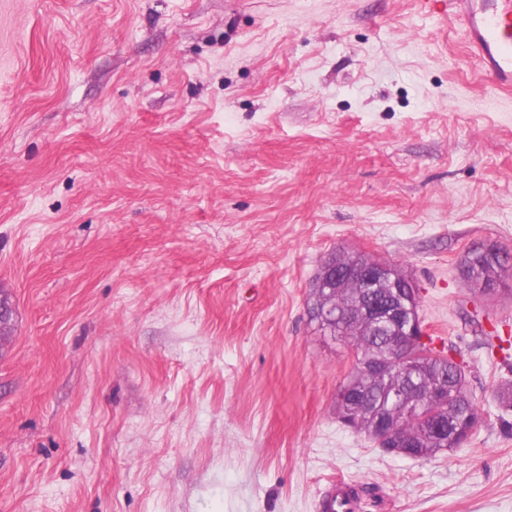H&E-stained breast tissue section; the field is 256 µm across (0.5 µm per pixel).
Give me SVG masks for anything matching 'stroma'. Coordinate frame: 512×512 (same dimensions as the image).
Returning a JSON list of instances; mask_svg holds the SVG:
<instances>
[{
    "label": "stroma",
    "instance_id": "35a3bbf8",
    "mask_svg": "<svg viewBox=\"0 0 512 512\" xmlns=\"http://www.w3.org/2000/svg\"><path fill=\"white\" fill-rule=\"evenodd\" d=\"M512 93L417 0H0V512H512ZM397 265L479 414L430 461L336 417L308 314ZM511 256L509 251L499 248L495 253L478 248L468 251L463 259V272L471 294L480 296L485 288H495L501 275L511 270ZM348 486L344 481L332 483L321 495V512H357L358 502L348 495Z\"/></svg>",
    "mask_w": 512,
    "mask_h": 512
}]
</instances>
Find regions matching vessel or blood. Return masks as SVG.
<instances>
[{
	"instance_id": "1",
	"label": "vessel or blood",
	"mask_w": 512,
	"mask_h": 512,
	"mask_svg": "<svg viewBox=\"0 0 512 512\" xmlns=\"http://www.w3.org/2000/svg\"><path fill=\"white\" fill-rule=\"evenodd\" d=\"M463 32L470 54L500 91L512 90V0H421ZM346 482L332 483L320 499L321 512H357Z\"/></svg>"
}]
</instances>
